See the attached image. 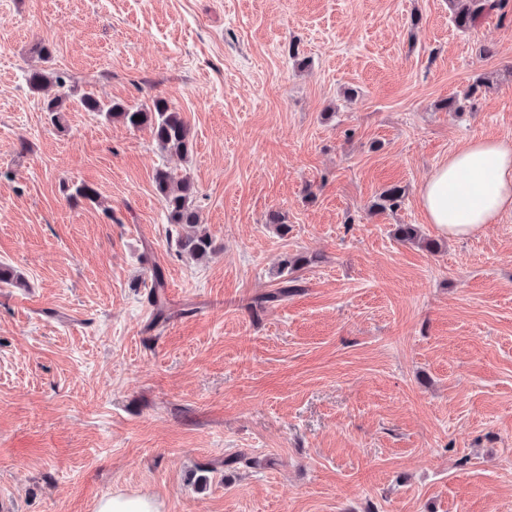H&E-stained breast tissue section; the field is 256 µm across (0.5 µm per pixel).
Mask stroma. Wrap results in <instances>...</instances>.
I'll use <instances>...</instances> for the list:
<instances>
[{
	"instance_id": "stroma-1",
	"label": "stroma",
	"mask_w": 512,
	"mask_h": 512,
	"mask_svg": "<svg viewBox=\"0 0 512 512\" xmlns=\"http://www.w3.org/2000/svg\"><path fill=\"white\" fill-rule=\"evenodd\" d=\"M41 66L65 86L31 92ZM62 91L63 132L43 110ZM85 94L167 99L192 153ZM508 137L512 4L460 30L448 0H0V264L27 282L0 286V512L118 492L162 512H512V214L451 240L420 197L466 142ZM163 165L198 190L205 260L169 235ZM394 184L400 207L374 209ZM298 254L319 258L299 292L256 305ZM395 235L402 241L420 245L431 252L437 251L440 247V244L436 240L424 237L420 229L413 224H399L396 228ZM151 287L148 293V303L153 307L155 320H161L168 317V308L163 300L162 288H165V283L161 272L155 268L150 269Z\"/></svg>"
}]
</instances>
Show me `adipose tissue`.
I'll use <instances>...</instances> for the list:
<instances>
[{
	"instance_id": "ef3b65f1",
	"label": "adipose tissue",
	"mask_w": 512,
	"mask_h": 512,
	"mask_svg": "<svg viewBox=\"0 0 512 512\" xmlns=\"http://www.w3.org/2000/svg\"><path fill=\"white\" fill-rule=\"evenodd\" d=\"M429 223L464 239L512 212V140L478 138L441 163L421 189Z\"/></svg>"
}]
</instances>
